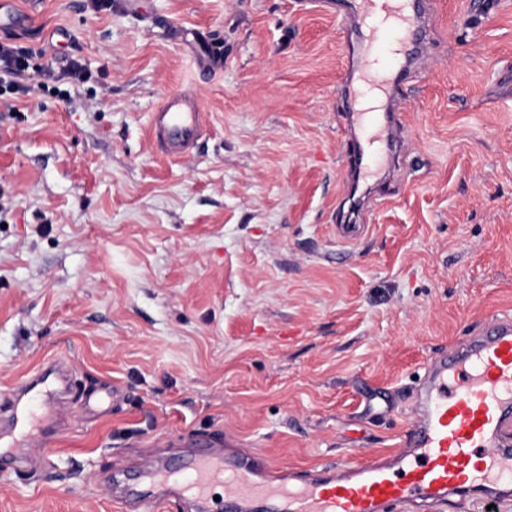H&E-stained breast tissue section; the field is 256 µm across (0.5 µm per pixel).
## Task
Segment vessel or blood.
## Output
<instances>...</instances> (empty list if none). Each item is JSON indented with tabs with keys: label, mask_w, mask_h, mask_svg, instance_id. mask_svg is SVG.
<instances>
[{
	"label": "vessel or blood",
	"mask_w": 512,
	"mask_h": 512,
	"mask_svg": "<svg viewBox=\"0 0 512 512\" xmlns=\"http://www.w3.org/2000/svg\"><path fill=\"white\" fill-rule=\"evenodd\" d=\"M347 19L357 35L347 81L376 90L382 101L350 121L353 173L372 177L392 165L393 147L403 141L404 124L393 114L396 91L423 57L427 22L416 0H356ZM203 131L202 114L184 93L169 95L153 115L155 146L173 158L188 156ZM52 398L44 378L19 385L0 403V437L39 443L29 429L37 407ZM142 476L141 512H153L154 488L170 483L189 495L195 512H212L217 484L231 512H389L453 497L468 504L511 500L512 316L494 318L463 346L433 359L404 448L391 459L326 469L300 486L266 458L214 451L186 457L176 471L146 462Z\"/></svg>",
	"instance_id": "b4317fda"
}]
</instances>
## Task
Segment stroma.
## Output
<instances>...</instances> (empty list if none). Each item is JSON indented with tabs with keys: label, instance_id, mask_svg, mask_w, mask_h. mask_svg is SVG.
I'll list each match as a JSON object with an SVG mask.
<instances>
[{
	"label": "stroma",
	"instance_id": "1",
	"mask_svg": "<svg viewBox=\"0 0 512 512\" xmlns=\"http://www.w3.org/2000/svg\"><path fill=\"white\" fill-rule=\"evenodd\" d=\"M431 9L406 154L352 215L347 0H0V39L92 74L0 97V401L72 371L0 512H133L143 463L229 443L300 480L400 447L428 362L512 314V0ZM179 92L205 132L172 159ZM204 131L197 103L185 93L169 95L154 112L155 147L173 158H184L196 148Z\"/></svg>",
	"mask_w": 512,
	"mask_h": 512
}]
</instances>
